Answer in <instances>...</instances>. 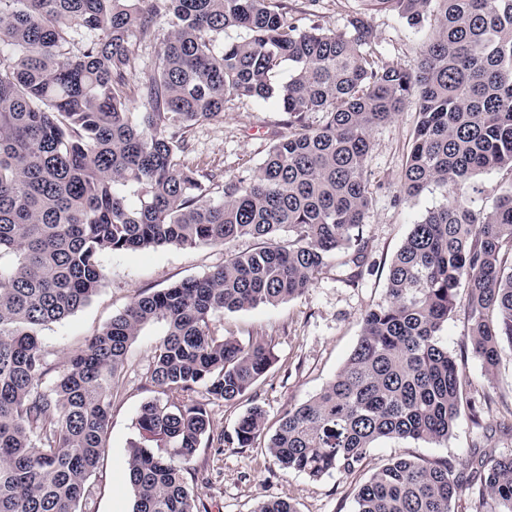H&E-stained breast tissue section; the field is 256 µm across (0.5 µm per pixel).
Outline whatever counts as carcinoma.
Returning a JSON list of instances; mask_svg holds the SVG:
<instances>
[{
  "label": "carcinoma",
  "instance_id": "carcinoma-1",
  "mask_svg": "<svg viewBox=\"0 0 512 512\" xmlns=\"http://www.w3.org/2000/svg\"><path fill=\"white\" fill-rule=\"evenodd\" d=\"M363 2L425 34L414 65L383 61L363 12L334 32L300 25L276 0H0V512H79L128 347L153 322L166 332L149 374L157 396L129 448L132 512H207L184 476L210 433L207 402L243 397L276 360L269 345L211 325L303 296L333 259L360 266L371 132L412 96L402 191L436 187L445 203L413 225L352 352L282 415L267 449L317 481L359 473L383 438L446 441L464 408L512 415L504 393L468 395L439 340L464 286L467 338L488 379L512 351V183L489 211L466 193L480 173H512V0ZM161 22L167 37L135 112L126 89ZM229 27L248 38L224 43ZM285 64L290 78L273 84ZM241 98L275 99L289 131L216 200L217 175L184 162L185 134ZM313 112L323 113L316 128ZM241 237L257 246L136 296L50 377L41 332L90 303L103 254ZM265 431L253 405L235 438L245 448ZM462 489L475 512H512V456L391 460L358 485L354 512H454ZM254 512L298 510L276 500Z\"/></svg>",
  "mask_w": 512,
  "mask_h": 512
}]
</instances>
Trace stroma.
<instances>
[{
    "label": "stroma",
    "mask_w": 512,
    "mask_h": 512,
    "mask_svg": "<svg viewBox=\"0 0 512 512\" xmlns=\"http://www.w3.org/2000/svg\"><path fill=\"white\" fill-rule=\"evenodd\" d=\"M288 14L302 24L315 23L330 30H345L360 0H281ZM373 46L383 59L413 64L423 38L391 12L369 17ZM418 102L409 100L389 123L373 129L368 162L372 201L363 222L365 262L359 270L329 264L302 297L277 305L225 313L214 328L218 334L244 343L260 340L276 360L252 391L239 400L208 405L213 436L222 444H204L189 464L196 476L194 492L208 512H254L259 502L285 499L298 512H354V489L359 476L336 474L318 481L279 469L265 440L239 447L234 428L241 415L255 404L266 412L268 429H275L282 414L300 404L331 380L354 348L365 312L383 302L389 265L412 224L444 202L442 192L429 188L404 200L401 175L412 146ZM288 116L275 100L236 99L224 106L220 121L198 123L186 134L189 163H205L223 171L225 180L245 179L255 173L276 136L287 133ZM255 246L242 238L223 246H164L137 252L106 253L101 258L106 279L91 302L62 322L50 325L41 336L55 371H63L69 355L83 346L140 294L200 278L222 265L226 251L248 252ZM165 328L154 323L131 343L123 375L112 396L107 450L90 479L91 495L81 512H132L127 483L128 448L138 437L137 419L142 404L155 395L147 380L154 349ZM441 343L461 359L479 396L494 390L512 391V354L504 353L494 378H487L482 360L467 338V323L456 316L440 333ZM505 412L492 406L482 426H475L468 411H461L447 441L427 443L411 439H382L369 450L368 465L389 459H452L465 463L472 449L512 455V429H499Z\"/></svg>",
    "instance_id": "1"
}]
</instances>
